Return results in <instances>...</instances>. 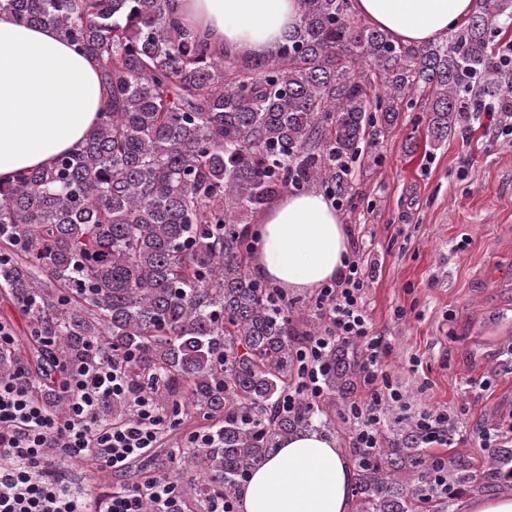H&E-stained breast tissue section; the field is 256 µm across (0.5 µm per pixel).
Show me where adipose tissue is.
Returning <instances> with one entry per match:
<instances>
[{"label": "adipose tissue", "mask_w": 512, "mask_h": 512, "mask_svg": "<svg viewBox=\"0 0 512 512\" xmlns=\"http://www.w3.org/2000/svg\"><path fill=\"white\" fill-rule=\"evenodd\" d=\"M474 0H351L353 13L397 43L421 45L467 20ZM300 15L299 0H178L190 31L244 55L276 53ZM102 86L94 63L53 28L0 13V184L51 167L95 128ZM253 266L276 287L311 291L336 280L349 241L340 213L319 192L288 193L260 220ZM354 466L317 428L288 435L242 487V512H354Z\"/></svg>", "instance_id": "ef3b65f1"}]
</instances>
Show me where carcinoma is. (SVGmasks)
I'll return each mask as SVG.
<instances>
[{"instance_id":"cac0c4a2","label":"carcinoma","mask_w":512,"mask_h":512,"mask_svg":"<svg viewBox=\"0 0 512 512\" xmlns=\"http://www.w3.org/2000/svg\"><path fill=\"white\" fill-rule=\"evenodd\" d=\"M478 11L436 43L404 45L349 18V0H300L271 58L239 57L180 26L173 0H0V12L51 26L96 64L104 91L89 137L48 169L0 186V291L29 319L36 369L54 375L48 407L69 403L76 364L114 358L171 422H212L187 448L195 490L237 498L250 472L321 412L279 401L295 383L298 344L283 290L254 278L241 216L280 193L348 192L368 139L404 100L426 96L428 137L448 138L501 95L491 47L512 0ZM361 377L352 344L327 352L328 397ZM104 400L97 422L123 420ZM485 480L512 481V448L489 453ZM448 484L477 486L455 462ZM425 449L406 431L360 449L356 512H450L433 495Z\"/></svg>"}]
</instances>
